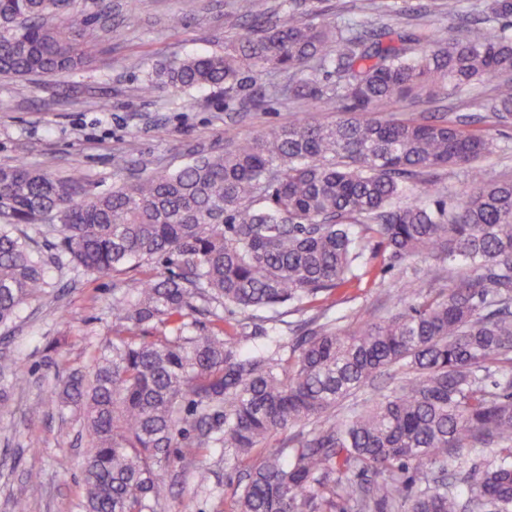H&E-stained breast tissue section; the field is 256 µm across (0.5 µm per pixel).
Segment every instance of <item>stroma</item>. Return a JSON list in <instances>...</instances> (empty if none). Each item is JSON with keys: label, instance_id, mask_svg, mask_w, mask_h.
I'll use <instances>...</instances> for the list:
<instances>
[{"label": "stroma", "instance_id": "1", "mask_svg": "<svg viewBox=\"0 0 512 512\" xmlns=\"http://www.w3.org/2000/svg\"><path fill=\"white\" fill-rule=\"evenodd\" d=\"M88 17L85 40L93 56L84 69L61 77L0 78V166L24 162L58 177L76 178L89 193L111 188L122 177L171 171L198 152L251 136L302 117L321 123L337 118L332 100L303 101L280 94L284 79L272 71L246 73L239 92L223 86L147 94L143 85L159 65L196 54L223 52L244 33L234 0H77ZM395 29L425 37L434 29L456 35L457 18L442 0H398ZM484 83L437 100L378 104L382 116L425 120L467 117L472 129L493 139L487 182L512 179V123L497 124L482 105L492 95ZM47 259L48 286L14 322L0 327V512L25 500L27 512H81V460L86 444L78 409L55 402L59 382L88 367L115 334L112 301L163 266L149 261L109 277L88 276L54 259L51 225L28 227ZM366 275L344 289L338 304L319 300L289 305L274 322L284 350H291L308 321L327 314L346 329L393 308L398 289L446 288L469 275L465 263L437 271L428 255L391 261L375 235L363 239ZM175 467L165 473L175 495L165 512H233L234 491L246 464L228 463L220 448L200 453L180 442ZM211 472L208 489L193 474Z\"/></svg>", "mask_w": 512, "mask_h": 512}]
</instances>
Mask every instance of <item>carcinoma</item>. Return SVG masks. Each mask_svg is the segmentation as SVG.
Returning a JSON list of instances; mask_svg holds the SVG:
<instances>
[{
    "label": "carcinoma",
    "instance_id": "1",
    "mask_svg": "<svg viewBox=\"0 0 512 512\" xmlns=\"http://www.w3.org/2000/svg\"><path fill=\"white\" fill-rule=\"evenodd\" d=\"M321 2L288 0L272 24L266 0H236L247 33L160 67L144 91H233L246 70L292 80L310 68L288 92L336 99L335 122L272 127L94 194L23 163L0 167V327L47 288L29 225H58L57 248L87 275L143 261L178 268L114 300L121 335L58 392L60 405L83 408L84 512H157L169 493L160 471L175 466L181 439L236 463L258 456L234 512H512V378L492 379L512 365V181L479 177L493 141L454 120L373 115L383 101L493 81L483 109L511 123L512 34L500 19L512 0H483L471 36L434 30L423 41L373 18L340 25ZM87 23L73 0H0V76L84 67ZM447 166L472 173L461 199L431 189L426 203L397 204L411 181ZM357 225L393 261L431 253L475 273L416 303L402 290L395 312L351 331L316 321L289 356L248 347L251 321L354 280ZM214 302L243 315L234 336L187 323ZM152 323L170 335L138 339ZM385 373L391 388L356 399ZM289 430L291 445L267 446ZM473 448L493 456L471 464Z\"/></svg>",
    "mask_w": 512,
    "mask_h": 512
}]
</instances>
